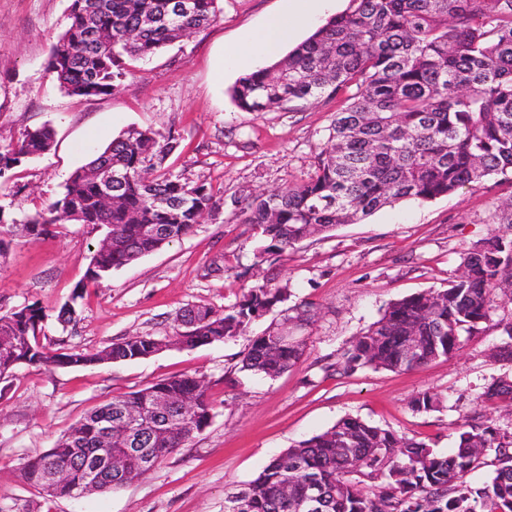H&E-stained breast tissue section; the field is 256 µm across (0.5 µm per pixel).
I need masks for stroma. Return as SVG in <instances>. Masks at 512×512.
Instances as JSON below:
<instances>
[{
    "label": "stroma",
    "mask_w": 512,
    "mask_h": 512,
    "mask_svg": "<svg viewBox=\"0 0 512 512\" xmlns=\"http://www.w3.org/2000/svg\"><path fill=\"white\" fill-rule=\"evenodd\" d=\"M69 5L0 0V145L46 124L55 131L48 153L0 182V213L20 220L44 210L77 167L131 128L174 137L166 168L183 181L212 185L223 202L190 235L89 286L75 322L65 326L56 315L85 275L99 228L64 224L38 240L16 237L0 257V309L37 303L51 317L47 347L88 352L136 334L169 336L180 309H224L238 301L245 279L266 277L288 287V333L304 340L305 352L272 380L241 371L251 339L270 323L264 317L241 336L131 362L19 366L0 380V512H224L227 492L346 416L443 454L455 447L460 426L477 417L512 433V404L482 399L486 387L512 379V359L499 355L512 301H502L450 357L396 372L334 370L392 302L446 287L462 255L497 229L496 207L512 198V184L491 178L449 196L403 201L255 266L258 239L242 215L246 195L306 179L346 104L341 94L246 112L232 100L237 80L270 60H231L225 51L249 43L285 0H218L215 23L138 61L116 94L89 98L65 93L46 67L71 23ZM300 305L309 320L298 319ZM182 374L207 377L213 418L150 474L117 491L55 501L21 478L24 457L52 448L94 408ZM425 392L440 396L439 408L415 411L413 400Z\"/></svg>",
    "instance_id": "stroma-1"
}]
</instances>
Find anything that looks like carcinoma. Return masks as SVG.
<instances>
[{"label": "carcinoma", "instance_id": "carcinoma-1", "mask_svg": "<svg viewBox=\"0 0 512 512\" xmlns=\"http://www.w3.org/2000/svg\"><path fill=\"white\" fill-rule=\"evenodd\" d=\"M217 2L71 0V24L53 46L48 70L71 96L112 95L131 74L130 62L213 24ZM346 90L347 105L336 113L307 179L244 199V223L262 242L255 266L396 202L435 199L512 174V0H347L345 10L283 58L239 78L232 94L239 107L267 112ZM52 144V130L42 126L1 146L0 179ZM175 148L151 130L125 131L71 174L46 211L21 225L0 213V255L17 227L33 239L58 224L103 230L90 256L96 271L75 285L56 316L60 324L75 319L89 284L188 235L219 206L212 186L183 182L165 170ZM104 168L122 172L113 186L119 203L110 209L101 205L96 177ZM461 267L464 273L448 277L447 287L391 303L351 343L336 372L403 371L455 353L461 336L489 321L496 301L512 294V218L506 230L465 252ZM288 297V286L257 280L222 311L201 305L182 310L167 338L128 336L88 353L47 349L41 336L48 314L35 303L1 311L0 380L21 365L133 361L172 344L194 348L240 336ZM411 327L418 328L423 347L412 365L402 356V337ZM304 348L282 341L279 324H271L250 341L241 370L273 379L296 365ZM207 391L205 377L181 375L117 396L53 448L25 458L21 476L51 499L71 497L83 481L84 459L106 450L101 423L112 424V447L127 448L133 410L151 414L139 447L153 449L162 460L209 425ZM164 398L189 401L191 410H155ZM507 398L511 382L484 392L487 402ZM439 404L437 394L425 392L412 407L428 412ZM488 464L496 471L492 481L471 486L469 473ZM56 468L67 469L69 483H49ZM139 478L132 459L121 476H112V489ZM314 493L324 512H512V435L489 419L467 424L452 453L442 455L422 441L347 416L275 456L255 479L227 495L224 512H292L295 502Z\"/></svg>", "mask_w": 512, "mask_h": 512}]
</instances>
